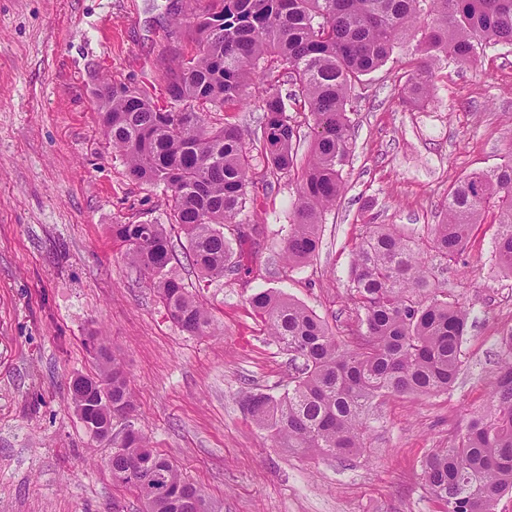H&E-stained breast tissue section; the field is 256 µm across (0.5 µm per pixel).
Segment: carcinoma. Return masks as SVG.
Here are the masks:
<instances>
[{"mask_svg": "<svg viewBox=\"0 0 512 512\" xmlns=\"http://www.w3.org/2000/svg\"><path fill=\"white\" fill-rule=\"evenodd\" d=\"M196 35V51L171 60L166 105L121 82L104 83L96 96L104 135L128 175L164 186L172 225L186 238L185 258L213 281L252 272L243 255L231 260L224 237L226 224L237 225L239 248L260 235L259 225L237 223L249 188L270 189L272 178L299 167L300 125L288 114L282 83L293 86L289 98L308 112L314 133L281 242L294 268L318 254L323 217L344 192L353 153L347 104L361 77L410 46L416 65L400 94L419 105L442 59L471 65L489 47L512 46V0H214L197 18ZM257 76L266 88L251 138L235 123L205 121L206 112L245 102ZM256 154L266 167L259 180ZM490 210L498 267L512 273V155L453 184L441 222L419 242L392 224L368 225L349 268L357 325L345 336L280 291L252 294L249 306L288 353L295 376L279 397L245 395V413L280 448L348 456L366 447V417L377 397L452 387L470 308L448 300L437 270L461 256ZM112 236L129 246L128 263L173 322L193 336L216 332L214 317L174 273L179 258L165 225L114 224ZM88 344L98 376L75 378L69 398L89 432L112 444V478L137 493L143 512H207L203 490L141 432L114 431L115 419L134 412L133 394L107 339L90 336ZM500 346L494 412L473 414L448 447L421 460L426 490L444 512H495L499 496L512 490V332Z\"/></svg>", "mask_w": 512, "mask_h": 512, "instance_id": "cac0c4a2", "label": "carcinoma"}]
</instances>
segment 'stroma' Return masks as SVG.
<instances>
[{
  "instance_id": "35a3bbf8",
  "label": "stroma",
  "mask_w": 512,
  "mask_h": 512,
  "mask_svg": "<svg viewBox=\"0 0 512 512\" xmlns=\"http://www.w3.org/2000/svg\"><path fill=\"white\" fill-rule=\"evenodd\" d=\"M209 3L0 0V512H141L112 478L111 446L67 402L70 379L97 372L84 345L93 334L125 364L136 428L204 490L210 512H444L419 462L472 413L492 411L498 341L512 331V275L496 266L495 225H477L439 275L471 309L456 385L376 399L367 446L345 461L276 447L242 410L243 392L280 395L293 375L247 298L276 288L346 326L349 267L367 225L426 236L450 186L512 154V48H488L470 67L441 61L415 109L398 94L410 50L364 76L348 105L346 189L325 216L318 256L293 270L280 258L298 184L282 177L241 216L265 228L252 274L208 286L177 265L221 328L191 336L112 236L128 221L169 224V210L162 188L128 178L99 125L95 89L111 79L162 100L169 60L195 51Z\"/></svg>"
}]
</instances>
